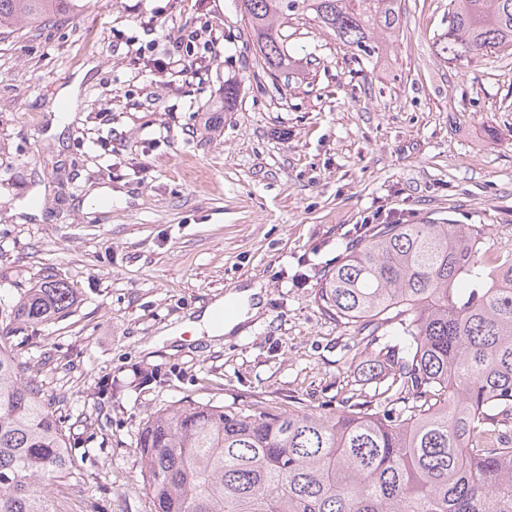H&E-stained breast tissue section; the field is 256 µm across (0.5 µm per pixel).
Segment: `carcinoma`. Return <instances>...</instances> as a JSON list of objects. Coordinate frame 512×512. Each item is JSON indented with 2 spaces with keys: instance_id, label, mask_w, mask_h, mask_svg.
I'll return each mask as SVG.
<instances>
[{
  "instance_id": "carcinoma-1",
  "label": "carcinoma",
  "mask_w": 512,
  "mask_h": 512,
  "mask_svg": "<svg viewBox=\"0 0 512 512\" xmlns=\"http://www.w3.org/2000/svg\"><path fill=\"white\" fill-rule=\"evenodd\" d=\"M263 75L288 71L292 13L350 49L379 55L400 0H238ZM83 0H0V34L81 10ZM512 44V0H449L433 43L448 63ZM483 225L377 224L315 290L323 315L369 346L383 409L362 393L327 412L189 403L143 423L137 441L151 512H512V250L489 264ZM52 276L17 305L30 324L67 312ZM0 323V512H70L75 467L40 391L22 379Z\"/></svg>"
}]
</instances>
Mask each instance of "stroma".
I'll list each match as a JSON object with an SVG mask.
<instances>
[{"mask_svg": "<svg viewBox=\"0 0 512 512\" xmlns=\"http://www.w3.org/2000/svg\"><path fill=\"white\" fill-rule=\"evenodd\" d=\"M401 12L368 60L290 16L276 92L235 0H85L0 36V315L47 276L74 290L67 313L7 342L89 473L66 490L74 512H149L136 442L154 412L377 393L359 336L314 300L375 211L481 224L512 249V46L450 64L432 47L448 0ZM172 54L195 77L165 67ZM255 283L244 333L195 338L190 320Z\"/></svg>", "mask_w": 512, "mask_h": 512, "instance_id": "obj_1", "label": "stroma"}]
</instances>
